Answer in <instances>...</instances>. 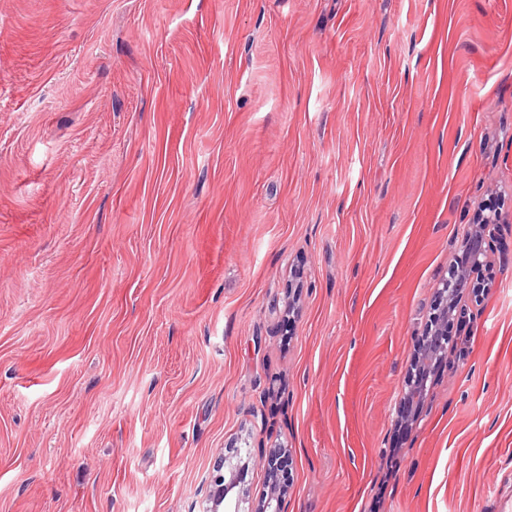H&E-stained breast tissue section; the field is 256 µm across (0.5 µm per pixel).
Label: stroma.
<instances>
[{
  "instance_id": "stroma-1",
  "label": "stroma",
  "mask_w": 512,
  "mask_h": 512,
  "mask_svg": "<svg viewBox=\"0 0 512 512\" xmlns=\"http://www.w3.org/2000/svg\"><path fill=\"white\" fill-rule=\"evenodd\" d=\"M232 446L239 512L276 446L287 512L512 501V0H0V512H205ZM502 219V213L498 211L497 206L486 210L484 207L477 208L473 222L476 224L475 233L462 239L459 246V251L468 256V262L465 267L457 269L452 260L448 269V279L442 284V288H438L439 297L429 312L426 333L418 342L415 368L408 378L400 411L404 404L407 411L419 404L428 388L431 365L436 360L448 357V319L456 315L459 294L465 288H471L475 301L480 300L485 286L477 279L474 281L473 276L488 265L482 241L496 237ZM476 240L481 241L480 246L475 244Z\"/></svg>"
}]
</instances>
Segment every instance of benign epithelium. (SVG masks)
Returning <instances> with one entry per match:
<instances>
[{
  "label": "benign epithelium",
  "instance_id": "obj_1",
  "mask_svg": "<svg viewBox=\"0 0 512 512\" xmlns=\"http://www.w3.org/2000/svg\"><path fill=\"white\" fill-rule=\"evenodd\" d=\"M503 219L498 207L489 209L477 208L474 224L475 233L462 239L459 251L468 256L466 266L462 268L450 264L448 279L438 289L439 297L428 315L426 336L419 340L417 360L405 388L403 404L412 409L422 400L428 388L429 370L435 361L448 357V319L455 316L459 294L466 288L471 289L474 299H480L484 291L483 283L474 279L488 265L485 249L475 244V241L491 240L499 232V224ZM277 451L269 452L265 459L266 470L271 476L269 492L262 497L255 512H285L288 487L279 483L276 465L273 464Z\"/></svg>",
  "mask_w": 512,
  "mask_h": 512
}]
</instances>
